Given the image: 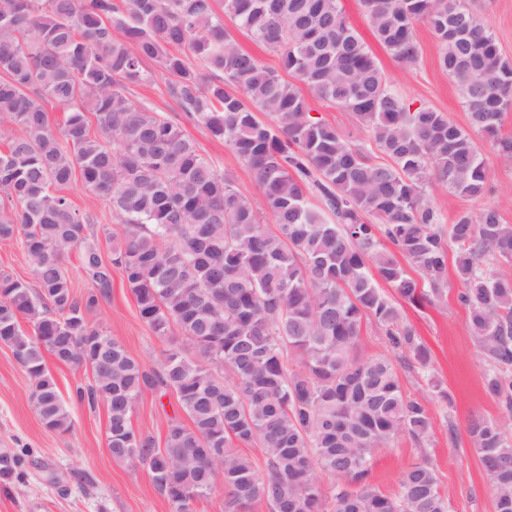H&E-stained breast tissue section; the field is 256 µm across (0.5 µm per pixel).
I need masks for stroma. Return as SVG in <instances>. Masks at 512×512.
<instances>
[{
    "mask_svg": "<svg viewBox=\"0 0 512 512\" xmlns=\"http://www.w3.org/2000/svg\"><path fill=\"white\" fill-rule=\"evenodd\" d=\"M358 34L377 58L394 89L414 104L445 113L461 128H468V112L458 86L439 65L440 47L427 22L415 25L422 55L416 66L396 62L374 38L359 0H339ZM472 6L495 35L504 57L512 60V0H473ZM129 97L179 124L201 154L218 170L229 174L236 189L255 207L263 199L252 171L223 142L201 124L186 118L168 96L166 75L154 69L150 82L131 87ZM489 181L486 200H471L443 188L431 202L445 223L462 211L478 212L483 204L496 206L503 223L512 224V159L488 154ZM456 278L439 301L424 307L400 303L403 321L413 325L429 347L432 372L453 396L446 406L408 369H399L406 396L418 399L431 419V437L420 445L407 436L395 438L380 449L371 470V482L393 496L403 471L425 459L436 469L440 492L453 512H496L489 480L466 434L472 418L500 417L504 409L484 390L487 363L468 330V311L458 301ZM111 336L121 340L146 367L155 366L165 344L141 320L136 302L120 272L112 274V296L87 314ZM179 410L173 395L145 391L133 413L136 430L163 440L170 419ZM71 432L59 434L45 428L30 403V382L11 350L0 345V451L30 448L34 461L23 480H0V512H170L145 471L113 460L107 448L105 407L72 409Z\"/></svg>",
    "mask_w": 512,
    "mask_h": 512,
    "instance_id": "obj_1",
    "label": "stroma"
}]
</instances>
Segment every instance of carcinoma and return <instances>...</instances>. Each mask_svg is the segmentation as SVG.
Masks as SVG:
<instances>
[{
    "label": "carcinoma",
    "instance_id": "1",
    "mask_svg": "<svg viewBox=\"0 0 512 512\" xmlns=\"http://www.w3.org/2000/svg\"><path fill=\"white\" fill-rule=\"evenodd\" d=\"M360 2L377 41L406 67L421 55L414 23H429L471 127L512 158V138L500 136L512 61L468 0ZM226 15L297 83L242 49ZM148 60L180 109L253 171L273 226L177 124L126 95L151 79ZM302 84L353 113L369 143L312 115ZM53 103L67 112L60 136ZM0 121L22 130L0 149V240L19 241L33 272L31 283L0 273V345L29 377L47 429L73 427L48 354L90 371L73 403L106 407L112 458L146 470L170 512H198L216 492L224 512L259 500L270 512H451L425 460L403 472L394 496L370 482L377 449L430 433L395 361L452 405L428 376V347L378 283L413 306L439 300L451 241L458 300L489 362L485 390L504 409L466 432L496 512H512V278L483 268L488 258L512 263V224L486 205L443 230L428 188L484 198L483 150L446 114L392 88L339 0H0ZM77 173L118 221L104 230L119 238L108 263L63 194ZM73 248L94 285L84 299L64 264ZM114 268L166 342L154 368L87 319L110 300ZM366 320L396 358L361 353ZM147 390L173 392L190 420H171L161 444L132 423ZM253 447L261 467L243 453ZM29 456L1 452L0 478H23ZM319 470L342 483L329 511Z\"/></svg>",
    "mask_w": 512,
    "mask_h": 512
}]
</instances>
